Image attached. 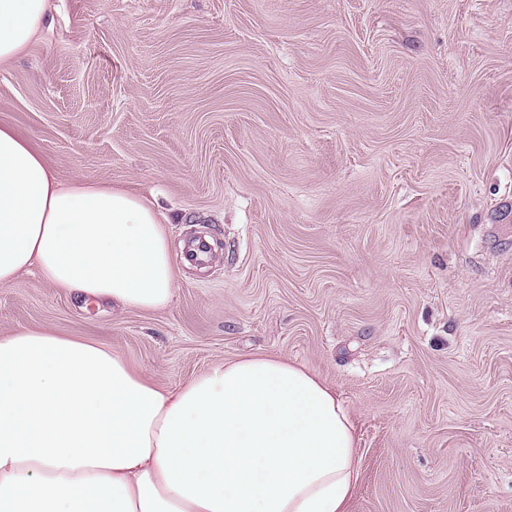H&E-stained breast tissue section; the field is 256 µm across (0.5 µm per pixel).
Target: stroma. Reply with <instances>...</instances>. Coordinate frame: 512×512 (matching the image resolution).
<instances>
[{
  "mask_svg": "<svg viewBox=\"0 0 512 512\" xmlns=\"http://www.w3.org/2000/svg\"><path fill=\"white\" fill-rule=\"evenodd\" d=\"M0 123L153 199L179 270L159 311L21 274L0 336L169 388L285 356L353 413L349 512H512V0H53Z\"/></svg>",
  "mask_w": 512,
  "mask_h": 512,
  "instance_id": "stroma-1",
  "label": "stroma"
}]
</instances>
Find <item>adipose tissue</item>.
I'll list each match as a JSON object with an SVG mask.
<instances>
[{"instance_id": "adipose-tissue-1", "label": "adipose tissue", "mask_w": 512, "mask_h": 512, "mask_svg": "<svg viewBox=\"0 0 512 512\" xmlns=\"http://www.w3.org/2000/svg\"><path fill=\"white\" fill-rule=\"evenodd\" d=\"M50 0H0V65ZM168 219L141 195L61 182L0 124V288L37 270L77 299L157 311L175 296ZM355 427L335 389L280 355L169 389L102 343L0 338V512H347Z\"/></svg>"}]
</instances>
